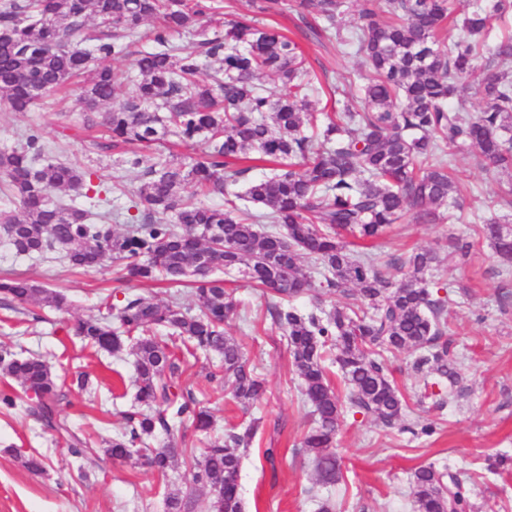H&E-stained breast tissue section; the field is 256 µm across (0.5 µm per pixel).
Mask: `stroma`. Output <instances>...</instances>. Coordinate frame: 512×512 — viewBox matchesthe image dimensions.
Listing matches in <instances>:
<instances>
[{"mask_svg":"<svg viewBox=\"0 0 512 512\" xmlns=\"http://www.w3.org/2000/svg\"><path fill=\"white\" fill-rule=\"evenodd\" d=\"M276 21L299 43L322 81L317 109L332 112L338 100L358 97L365 82L358 55L307 37L295 6H286ZM81 111L76 96L65 91L46 96L24 113L11 111L0 99V150L18 146L27 129H39L49 159L89 170L108 187L112 227L125 231L126 210L142 170L124 165L118 152L92 150L90 139L106 140L107 132L100 125L85 128ZM454 168L457 180L469 189L468 223L405 219L381 240L379 254L387 260L420 248L438 252L436 277L444 285L450 339L463 361L469 390L453 405L436 408L416 389L411 354H387L391 377L411 408L409 420L434 423L436 432L416 438L407 431L385 429L373 417L345 411L335 438V483L319 482L313 459L301 446L312 421L310 408L303 402L291 353L271 322L266 298L237 273L224 274L227 288L244 303L224 328L264 379L265 395L250 411H242L225 396L223 387L210 382V372L220 364L213 355L189 359L178 383L192 389L211 411L210 437L223 436L229 425L257 421L258 431L239 475L245 512H320L326 501L334 504L335 512H412L411 474L428 463L457 475L471 493L474 512H512V470L491 474L485 469L486 457L512 459V301L500 299L507 285L500 273L502 262L482 239L477 224L483 217L512 215V204L500 196L508 177L486 170L471 155L456 156ZM454 237L470 242L467 256L453 254ZM6 272L62 292L71 308L66 315L41 309V319L35 322L0 306V344L41 356L58 380L69 382L84 373L88 388L72 390L64 417L88 435L115 434L122 426V411L133 399V357L126 352L112 355L68 335L67 318L105 311L109 299H122L130 288L157 302L175 300L189 307L195 303L192 290L156 283L131 285L109 266L74 270L54 259L16 255L0 245V274ZM17 395L16 409L0 413V512H165L167 490L184 486L203 457L204 445L196 443L164 476L140 463L112 460L97 449L78 460L55 432L27 414V392L21 389ZM266 448L278 449L275 463L265 461ZM29 454L43 456L44 473L22 467V457Z\"/></svg>","mask_w":512,"mask_h":512,"instance_id":"obj_1","label":"stroma"}]
</instances>
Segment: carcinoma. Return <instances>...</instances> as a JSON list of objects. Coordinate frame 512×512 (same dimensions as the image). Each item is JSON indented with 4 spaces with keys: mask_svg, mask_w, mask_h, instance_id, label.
<instances>
[{
    "mask_svg": "<svg viewBox=\"0 0 512 512\" xmlns=\"http://www.w3.org/2000/svg\"><path fill=\"white\" fill-rule=\"evenodd\" d=\"M359 24L342 27L347 0H298L300 14L315 6L318 35L357 48L372 74L362 88L363 105L345 101L340 111L319 117L311 98L322 90L297 45L257 18L215 19L218 0H3L0 4V94L14 112H28L47 93L85 76L76 87L85 111L112 103L117 80L110 67L89 68L90 56L122 59L145 38L155 50L138 54L126 99L102 115L111 142L125 147L123 163L138 167L153 151L142 174L124 232L108 225L110 212L97 210L101 184L93 173L52 161L39 133L30 128L24 143L0 150V178L15 208L0 210V241L18 255L45 258L61 253L73 268L120 265L121 278L163 280L191 286L195 308L159 304L133 291L108 315L78 317L72 335L118 354L121 335L137 336L130 349L135 393L122 412L123 430L104 441L114 460H145L161 475L188 448V432L206 431L211 416L194 392L175 378L183 359L201 351L221 357L222 370L210 379L224 385L246 411L264 394L262 380L244 358L240 343L224 331L236 302L214 277L236 271L251 287L271 295L272 323L283 333L311 407L314 426L302 447L314 457L319 480L336 481L333 438L344 410L373 417L386 428L400 426L408 405L384 354L414 351L411 370L435 405L464 390L463 363L448 340L443 287L433 279L437 253L424 249L382 262L371 253L354 258L345 238L373 245L410 210L416 221L438 218L434 205L463 209L464 190L451 176L454 156L476 149L495 171H512V34L489 43L496 24L512 18V0L490 6L473 0L459 18L450 0H356ZM391 22L378 18L379 8ZM149 20L158 21L142 32ZM458 37L441 36L447 23ZM193 28L198 41L184 48L173 33ZM91 43L92 50L78 48ZM492 72L479 85L483 107L464 106L463 81L483 50ZM219 69L202 75L211 63ZM274 75L284 92L266 89ZM169 136L191 147H208L202 160L175 161ZM262 162L268 172L246 175ZM245 190H233L240 180ZM194 191L184 195L186 186ZM77 191L89 208L64 203L56 193ZM224 195L214 207L201 197ZM265 228H260V225ZM503 264L512 263V231L497 218L480 229ZM404 281L394 282L395 274ZM347 299L330 308L323 296ZM7 308L26 305L68 310L67 298L21 277H1ZM309 295L314 308L302 312L294 301ZM337 350L339 392L325 360ZM0 370L37 396L29 413L47 430L65 434L70 455L82 458L91 442L60 420L70 389L42 360L0 346ZM257 425L231 426L224 439L205 448L191 481L214 493L209 512H245L238 475ZM163 433L162 448L150 443ZM413 512H470L469 491L452 473L432 463L415 468ZM167 512H196L191 490L166 495Z\"/></svg>",
    "mask_w": 512,
    "mask_h": 512,
    "instance_id": "obj_1",
    "label": "carcinoma"
}]
</instances>
